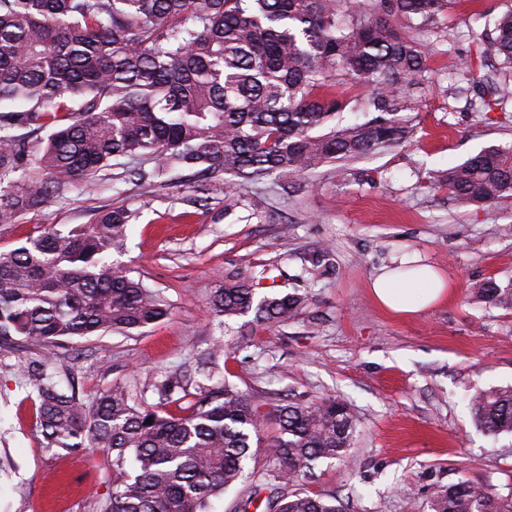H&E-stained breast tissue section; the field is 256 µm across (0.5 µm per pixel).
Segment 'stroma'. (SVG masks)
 Listing matches in <instances>:
<instances>
[{
	"label": "stroma",
	"mask_w": 512,
	"mask_h": 512,
	"mask_svg": "<svg viewBox=\"0 0 512 512\" xmlns=\"http://www.w3.org/2000/svg\"><path fill=\"white\" fill-rule=\"evenodd\" d=\"M509 9L512 0H450L434 20L408 28L427 69L407 104L413 134L403 145L292 182L244 183L233 207L231 175L202 181L186 170L164 182L105 178L0 224L4 252L107 208L138 214L112 258L159 290L172 314L134 334L56 349L76 390L120 384L156 402L160 375L219 335L224 377L256 408L262 437L275 434L278 405L325 396L347 403L357 434L346 460L322 461L302 482L345 512H430L436 488L461 477L511 491L512 435L482 431L470 402L477 391L512 387V309L476 296L487 281L512 280V199L461 209L431 181L484 147H512V95L496 111L477 109L485 86L512 91V71L464 67L476 39L491 37ZM401 256L441 271L448 298L408 317L383 311L370 285ZM237 272L268 273L276 291L303 294L306 304L273 325L247 314L218 327L213 293ZM40 350L23 341L0 354V512H98L112 459L43 446L21 375Z\"/></svg>",
	"instance_id": "1"
}]
</instances>
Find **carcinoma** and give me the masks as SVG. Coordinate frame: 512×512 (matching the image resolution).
I'll return each mask as SVG.
<instances>
[{"mask_svg": "<svg viewBox=\"0 0 512 512\" xmlns=\"http://www.w3.org/2000/svg\"><path fill=\"white\" fill-rule=\"evenodd\" d=\"M448 0H0V224L61 201L124 159L154 162L132 176L165 178L189 168L213 178L300 177L338 159L408 141L398 116L426 69L397 21H424ZM512 69V10L477 46L476 63ZM370 89L367 123L317 130L352 100L336 78ZM27 129L48 131L30 151ZM463 206L512 199V149L489 146L436 178ZM137 213L109 208L92 224L51 227L0 253V352L19 340L62 345L111 331L132 333L170 315L160 294L112 260ZM260 281L224 278L212 297L219 318L254 312L260 325L294 316L305 296L256 298ZM480 301L512 308V286L486 283ZM162 375L158 401L113 385L84 398L65 387L62 359L40 354L23 377L35 393L46 448H97L112 456V489L100 512H211L213 500L246 478L262 448L274 469L252 479L236 512H343L336 498L297 488L316 462L343 460L356 431L346 403L290 401L278 429L253 440L257 410L223 379L221 340ZM184 403L183 414L167 405ZM475 422L512 433V389L473 400ZM151 424H146V420ZM432 512H512V491L466 478L434 493Z\"/></svg>", "mask_w": 512, "mask_h": 512, "instance_id": "carcinoma-1", "label": "carcinoma"}]
</instances>
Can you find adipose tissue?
<instances>
[{"label": "adipose tissue", "mask_w": 512, "mask_h": 512, "mask_svg": "<svg viewBox=\"0 0 512 512\" xmlns=\"http://www.w3.org/2000/svg\"><path fill=\"white\" fill-rule=\"evenodd\" d=\"M371 291L384 310L395 315H410L442 301L449 288L433 271L386 269L374 278Z\"/></svg>", "instance_id": "adipose-tissue-1"}]
</instances>
